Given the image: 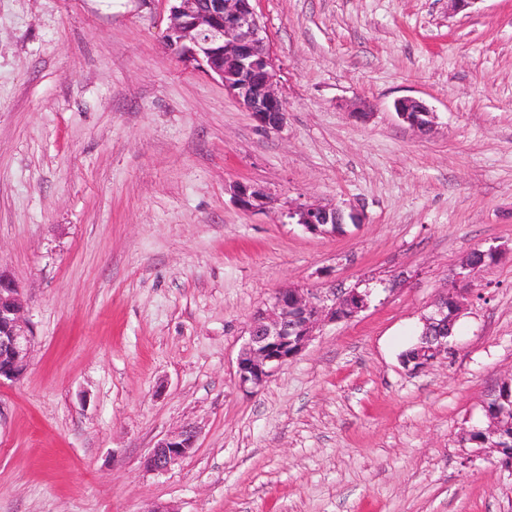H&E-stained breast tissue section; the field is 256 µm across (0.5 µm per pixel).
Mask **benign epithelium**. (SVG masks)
<instances>
[{
	"label": "benign epithelium",
	"mask_w": 512,
	"mask_h": 512,
	"mask_svg": "<svg viewBox=\"0 0 512 512\" xmlns=\"http://www.w3.org/2000/svg\"><path fill=\"white\" fill-rule=\"evenodd\" d=\"M170 22L166 40L179 56L194 61L217 76L224 89L249 110L265 128H277L285 119L286 105L277 89V74L251 0H168ZM398 116L420 130L428 124L430 110L414 98L395 103ZM240 206L255 210L264 204V193L247 184L236 186ZM288 218L311 234H327V225L341 214L334 207L298 203ZM481 267L471 257L452 274L454 286L440 298L425 318L424 329L412 353L401 361L419 371L451 353L448 336L462 311V299L474 273ZM371 292L322 288L279 291L272 305L252 319L237 358L239 386L245 390L264 385L288 360L305 348L323 323L348 320L368 307ZM25 302L13 277L0 269V381L17 380L26 371L33 334L24 316ZM198 429L186 423L166 435L144 460L149 471L162 472L196 448Z\"/></svg>",
	"instance_id": "obj_1"
}]
</instances>
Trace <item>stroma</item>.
I'll return each mask as SVG.
<instances>
[{
  "instance_id": "obj_1",
  "label": "stroma",
  "mask_w": 512,
  "mask_h": 512,
  "mask_svg": "<svg viewBox=\"0 0 512 512\" xmlns=\"http://www.w3.org/2000/svg\"><path fill=\"white\" fill-rule=\"evenodd\" d=\"M252 6L277 131L167 47V0H0V267L34 334L0 384V512H512V471L460 439L512 374V0ZM295 203L345 233L305 232ZM491 246L454 353L408 372L452 270ZM353 287L369 309L240 388L276 292ZM187 422L192 452L146 470ZM398 116L413 129L420 130L428 124L430 110L425 103L414 98L399 99L395 105ZM336 209L338 208L298 203L288 209V218L295 220L296 224L303 226L311 234L343 233L342 217ZM339 218L340 224H337L336 220ZM328 224H336V232L329 231L326 226Z\"/></svg>"
}]
</instances>
